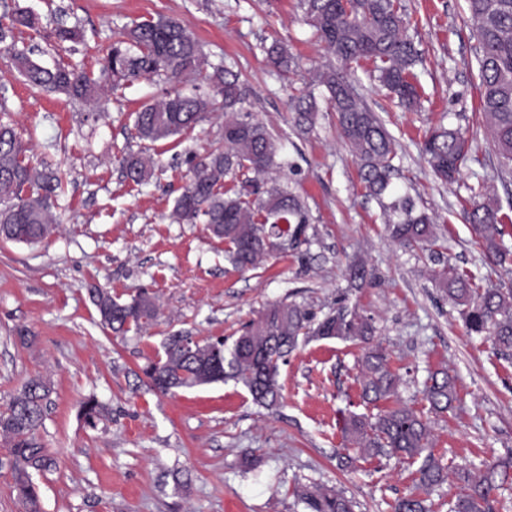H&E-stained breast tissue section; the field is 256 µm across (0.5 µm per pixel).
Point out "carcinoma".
<instances>
[{
	"label": "carcinoma",
	"instance_id": "1",
	"mask_svg": "<svg viewBox=\"0 0 512 512\" xmlns=\"http://www.w3.org/2000/svg\"><path fill=\"white\" fill-rule=\"evenodd\" d=\"M306 17L325 49L343 63L315 74L328 92L340 135L359 163V175L367 194L377 199L389 216L388 228L401 244L413 247L434 244L440 238L435 217L415 209L406 196H389L397 167L395 140L381 117L359 96L345 67L362 60L374 66L376 80L398 103L419 104L413 73L421 52L405 32L400 0H303ZM468 19L478 43L481 111L504 165L512 166V0H467ZM9 25L0 26V42L20 27L35 30L38 16L14 3L4 13ZM59 42L85 41L84 28L61 26ZM266 59L283 76L295 71L288 47L274 42L262 47ZM15 70L32 88L62 93L97 103L106 89L127 85L140 77L186 79L191 88L174 90L146 103L135 112V137L155 143L177 139L203 122L216 108L224 110V135L205 153L188 159L191 176L175 199L170 218L181 224H204L227 245L225 254L239 269H248L281 246L289 236L301 241L308 215L299 198L280 184L245 180L237 190L224 189V179L244 170L261 174L286 167L278 160L280 148L260 122L241 116L246 93L239 75L209 62L202 45L179 21L159 17L124 28L112 42L99 75L56 63L47 66L35 58L32 48H12ZM297 124L312 126L318 112L310 95L298 98ZM27 147L15 128L0 123V238L38 244L55 228L53 210L61 195L60 171L47 163L32 164ZM422 152L435 174L451 183L469 160L464 136L443 127L432 130ZM126 176L136 184L155 172L154 155L143 151L123 159ZM469 221L486 258L503 265L512 249L503 240V218L493 199L477 202ZM433 281L442 297L460 314L467 331L490 340L504 355L512 353V287L481 288L474 278L445 265ZM90 294L102 323L113 333H141L159 314L156 296L140 290L128 301L111 291L93 287ZM376 328L371 317L342 307L319 318L296 302L266 305L244 327L230 347L221 338H197L187 353L180 346L184 336L175 334L164 343V355L148 360L143 373L163 394L181 389L234 381L242 384L253 400L273 407L281 398L280 364L286 362L300 341L310 338L341 339L361 345L358 380L361 398L374 407L392 406L376 414L351 413L343 420L346 442L361 456L386 455L418 460L417 486L428 493L448 481L449 475L432 451V430L423 414L402 403L399 376L391 370L389 355L374 343ZM51 385L42 376L28 379L0 410V443L10 450V463L18 499L25 512H41L33 473L56 467L57 460L40 438L50 402ZM423 399L432 413H443L458 400L457 377L447 370L431 373L424 382ZM109 407L96 397L81 407L84 423L92 428L107 419ZM460 492L448 502V512H496L495 492L512 478V455L485 463L476 471H454ZM305 512H355L356 502L341 490L314 484L297 494ZM427 499L410 493L398 500L395 512H429Z\"/></svg>",
	"mask_w": 512,
	"mask_h": 512
}]
</instances>
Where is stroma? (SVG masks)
Returning <instances> with one entry per match:
<instances>
[{
	"instance_id": "35a3bbf8",
	"label": "stroma",
	"mask_w": 512,
	"mask_h": 512,
	"mask_svg": "<svg viewBox=\"0 0 512 512\" xmlns=\"http://www.w3.org/2000/svg\"><path fill=\"white\" fill-rule=\"evenodd\" d=\"M40 18L16 34V46H39L46 62L99 73L115 32L159 15L181 22L211 63L233 64L249 94L243 112L262 122L293 164L271 169L267 182L287 186L308 211L306 241L272 252L256 267L236 269L225 244L201 224H177L170 213L189 179L186 158L223 134L216 111L174 141L151 145L131 134L143 104L174 90L140 79L109 92L103 114L63 94H37L13 68L0 42V85L7 88L0 122L10 123L32 163L63 176L56 229L44 242L0 240V406L33 375L53 387L40 435L57 461L36 474L41 512H302L296 493L319 483L343 490L355 512H393L416 490L417 465L380 456L350 458L342 419L366 410L360 393L359 345L340 339L300 343L279 370L282 397L267 409L242 385L215 383L164 395L143 373L167 336L192 332L228 339L270 302H297L316 315L344 305L371 315L391 366L404 383L402 401L429 413L421 393L429 373L457 377L453 410L430 415L433 452L445 467H481L512 452V355L468 335L457 309L441 300L428 251L394 241L387 217L367 196L358 165L338 136L336 115L320 109L313 128L295 124L293 96L323 100L317 70L334 64L300 0H19ZM406 33L421 52L415 67L421 106L408 110L380 90L369 65L348 72L382 117L401 155L395 194L441 226L437 249L478 284L510 285L512 273L489 264L469 222L471 187L485 185L508 218L512 246V170L500 163L479 111L477 41L464 23L466 0H401ZM79 25L84 43L48 41L58 24ZM280 40L299 65L286 83L264 59L262 44ZM460 130L472 159L451 184L437 181L420 153L425 133ZM158 161L148 183L129 181L131 152ZM361 261L378 278L350 281ZM100 286L129 299L155 293L160 312L143 337L103 326L89 290ZM29 342H20L18 329ZM112 410L97 428L80 410L88 397Z\"/></svg>"
}]
</instances>
